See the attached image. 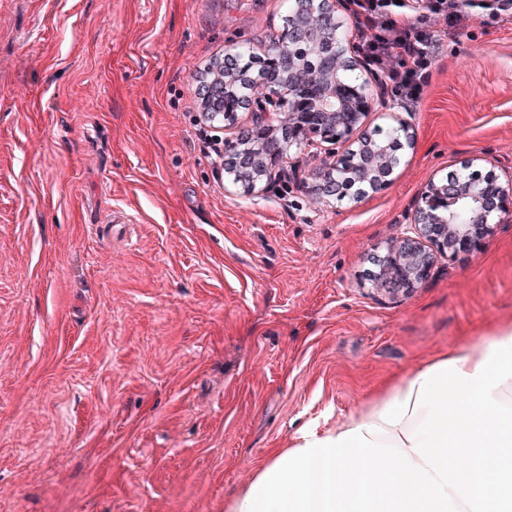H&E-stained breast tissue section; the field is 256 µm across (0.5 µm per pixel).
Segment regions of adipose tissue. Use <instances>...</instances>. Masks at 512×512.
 <instances>
[{
    "label": "adipose tissue",
    "instance_id": "1",
    "mask_svg": "<svg viewBox=\"0 0 512 512\" xmlns=\"http://www.w3.org/2000/svg\"><path fill=\"white\" fill-rule=\"evenodd\" d=\"M228 512H512V327L430 360L336 429L302 431Z\"/></svg>",
    "mask_w": 512,
    "mask_h": 512
}]
</instances>
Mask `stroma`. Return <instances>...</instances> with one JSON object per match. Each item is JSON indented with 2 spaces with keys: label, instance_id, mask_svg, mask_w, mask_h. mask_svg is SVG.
Listing matches in <instances>:
<instances>
[{
  "label": "stroma",
  "instance_id": "1",
  "mask_svg": "<svg viewBox=\"0 0 512 512\" xmlns=\"http://www.w3.org/2000/svg\"><path fill=\"white\" fill-rule=\"evenodd\" d=\"M281 0H0V512H226L304 430L512 325V210L407 297L366 270L431 178L512 177V13L449 33L392 182L324 205L320 159L243 196L196 78Z\"/></svg>",
  "mask_w": 512,
  "mask_h": 512
}]
</instances>
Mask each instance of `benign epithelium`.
<instances>
[{"mask_svg":"<svg viewBox=\"0 0 512 512\" xmlns=\"http://www.w3.org/2000/svg\"><path fill=\"white\" fill-rule=\"evenodd\" d=\"M291 19L288 36L303 43L309 54L327 46L332 62L310 74L306 60L288 59V106L274 109L271 120L257 121L225 139L226 154L237 158L234 168L225 169L231 185L251 196L264 189L274 170L285 174L280 164L286 143L300 151H324L325 171L314 187L319 202L342 201L355 185L380 189L390 181L400 158L383 138L364 133L372 107L368 83L359 81L354 87L340 79L350 60L345 38L336 30L333 0H294ZM281 87L279 81H268L260 93L254 77H245L235 65L224 68V80L202 82L196 91L213 102L234 91L244 109L265 112L266 102L281 99ZM391 120L404 136L402 148L410 147V124L395 113ZM478 161L476 157L460 171L427 183L409 214L406 231L378 254L376 291L391 298L409 296L428 280L439 260L472 254L493 233L498 215L512 205V179L503 183L492 170L482 178L473 170Z\"/></svg>","mask_w":512,"mask_h":512,"instance_id":"1","label":"benign epithelium"}]
</instances>
